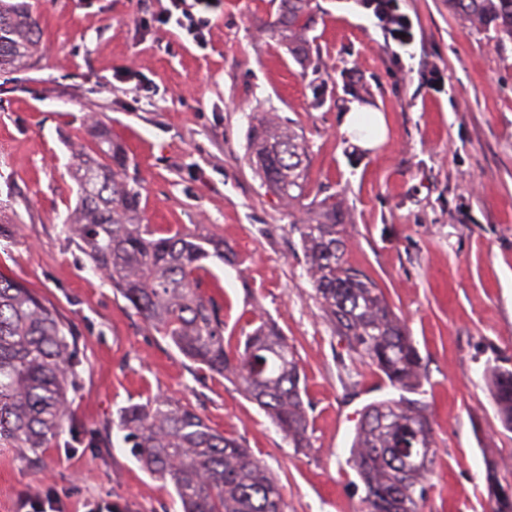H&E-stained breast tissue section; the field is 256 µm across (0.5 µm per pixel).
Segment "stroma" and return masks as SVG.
<instances>
[{"label":"stroma","mask_w":512,"mask_h":512,"mask_svg":"<svg viewBox=\"0 0 512 512\" xmlns=\"http://www.w3.org/2000/svg\"><path fill=\"white\" fill-rule=\"evenodd\" d=\"M31 2L40 60L0 72V272L69 323L80 386L68 417L95 443L65 434L36 456L0 447V512H19L23 494L64 512H181L114 424L121 407L158 394L242 439L281 486L285 512H361L351 443L363 408L387 392L320 309L291 230L301 206L254 173L256 112L303 136L307 201L336 200L347 263L376 281L423 359L437 456L422 512H484L486 458L512 460L483 379L488 360L512 367V41L467 29L448 0H402L414 39L393 49L360 0H312L303 66L272 27L281 0H221L201 43L159 23L168 0ZM431 64L442 75L433 87ZM354 102L382 112L385 142L342 133ZM98 125L131 160L146 223L223 239L231 261L206 292L224 305L225 335L239 338L257 313L287 337L306 379L311 448L294 451L257 404L86 269L63 220L76 202L71 151L94 153Z\"/></svg>","instance_id":"obj_1"}]
</instances>
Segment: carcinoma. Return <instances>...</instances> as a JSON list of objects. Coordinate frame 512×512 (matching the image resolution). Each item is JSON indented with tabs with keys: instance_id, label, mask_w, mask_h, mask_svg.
Masks as SVG:
<instances>
[{
	"instance_id": "obj_1",
	"label": "carcinoma",
	"mask_w": 512,
	"mask_h": 512,
	"mask_svg": "<svg viewBox=\"0 0 512 512\" xmlns=\"http://www.w3.org/2000/svg\"><path fill=\"white\" fill-rule=\"evenodd\" d=\"M394 36L410 37L393 0H364ZM471 30L512 40V0H448ZM310 0H282L274 23L299 62L310 55ZM42 31L25 0H0V68L28 67ZM249 151L262 183L290 203L305 196L308 152L290 126L252 116ZM77 203L64 220L88 260L159 335L191 361L233 383L296 449L311 447L301 371L288 340L266 321L245 333L243 348L225 345L223 306L202 292L224 263V240L141 223L140 191L128 161L108 134L99 154H73ZM321 311L353 359L376 369L396 398L363 409L350 463L364 488L363 512H421L433 488V431L422 392L426 373L406 324L382 290L347 264V225L337 204L321 203L292 224ZM77 350L67 323L39 296L0 273V441L38 454L68 432V392L79 384ZM483 377L502 428L512 431V369L486 364ZM117 429L141 467L170 483L183 512H284L280 485L237 439L224 435L188 402L156 395L117 412ZM486 512H512V485L494 459L485 467Z\"/></svg>"
}]
</instances>
